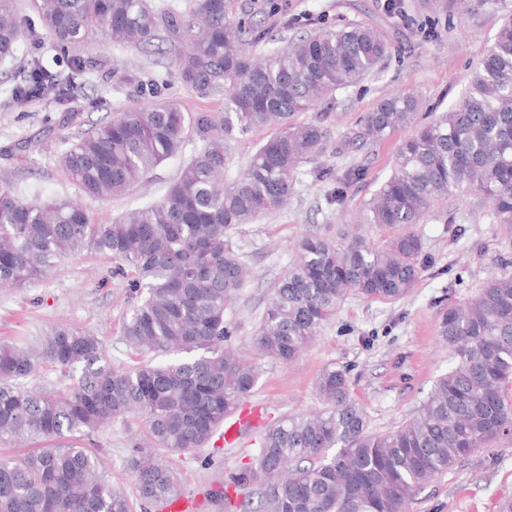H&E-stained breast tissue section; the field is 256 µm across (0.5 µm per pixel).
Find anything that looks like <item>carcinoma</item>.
Listing matches in <instances>:
<instances>
[{"label": "carcinoma", "mask_w": 512, "mask_h": 512, "mask_svg": "<svg viewBox=\"0 0 512 512\" xmlns=\"http://www.w3.org/2000/svg\"><path fill=\"white\" fill-rule=\"evenodd\" d=\"M33 3L46 34L67 53V70L32 61L13 89L18 99L66 105L86 67L76 50L97 39L144 48L161 33L184 84L200 98L224 93V111L187 118L155 88L149 104L71 144L63 157L69 178L103 200L179 153L188 134L201 141L159 201L110 224L92 223L78 202L34 205L0 184V289L44 278L73 253L94 252L130 275L127 343L169 357L116 369L98 337L68 324L51 326L34 346L0 341V445L42 443L0 456V512H132L133 501L112 486L96 450L82 446L131 414L142 418L148 441L134 446L130 460L135 498L141 512H152L182 491L178 473L152 449L185 455L209 444L258 380L227 346L226 309L249 278L227 234L283 206L300 163L322 148L323 126L294 117L375 73L389 46L363 25L324 27L255 62L245 45L267 32L244 20L232 24L226 0H195L186 13H157L148 0ZM22 33L18 0H0L1 59L14 54ZM417 116L418 102L396 95L360 117L373 139L414 128L366 216L393 235L381 246L360 237H304L267 300L255 336L264 355L293 360L351 294L404 298L423 268L422 244L409 227L441 198L490 200L512 235V15L467 91L434 120L419 124ZM266 126L280 131L224 185V142ZM440 334L453 366L403 425L370 432L350 397L347 369L327 368L318 380L327 408L267 428L258 453L206 498L235 512H403L422 484L512 434V275L493 273L473 299L448 306ZM43 365L71 378L70 389L28 388Z\"/></svg>", "instance_id": "1"}]
</instances>
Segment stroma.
<instances>
[{
    "instance_id": "35a3bbf8",
    "label": "stroma",
    "mask_w": 512,
    "mask_h": 512,
    "mask_svg": "<svg viewBox=\"0 0 512 512\" xmlns=\"http://www.w3.org/2000/svg\"><path fill=\"white\" fill-rule=\"evenodd\" d=\"M230 19L249 18L270 31L246 50L264 59L287 41L321 24H361L378 30L391 45L380 71L341 88L326 102L299 113L297 122L326 130L321 152L299 167V180L286 207L271 211L227 236L229 247L247 262L250 275L228 307L229 343L253 365L259 379L248 401L263 405L269 424L321 408L317 382L326 367L347 369L350 392L367 415L370 430L387 432L412 418L436 380L452 365L439 335L449 305L473 298L495 272L512 273V236L497 224L488 202L461 196L436 201L411 231L422 243L425 267L402 299L349 296L315 341L294 360L264 356L254 336L278 278L296 260L300 240L316 234L331 240L358 233L380 245L386 231L363 221L365 209L391 175L399 143L409 129L385 138H365L359 119L393 94L415 97L421 121H429L457 99L472 70L492 44L512 0H402L389 13L384 0H227ZM88 66L64 107L45 100L16 101L13 87L32 60L60 67L59 53L45 32L27 30L12 57L0 60V182H10L33 203L78 200L95 223L112 220L158 201L200 148L187 138L181 154L151 171L125 194L105 200L83 197L69 179L62 157L76 137L109 115L147 105L149 84L167 83L164 94L185 114L220 112L223 96L198 98L176 74L166 41L143 50L103 41L81 48ZM263 128L226 141L225 182L245 169L257 146L270 138ZM357 169L342 203L329 193L346 169ZM112 261L81 251L48 276L26 286L0 290V339L31 341L52 325L71 324L97 336L114 367L137 364L141 356L122 332L129 313V280L113 274ZM142 434L137 417L112 422L93 442L113 486L131 490L130 459ZM259 447L246 435L238 447H206L193 455L163 454L184 478L183 494L205 493L236 471ZM512 503V436L493 441L417 490L405 512H502Z\"/></svg>"
}]
</instances>
